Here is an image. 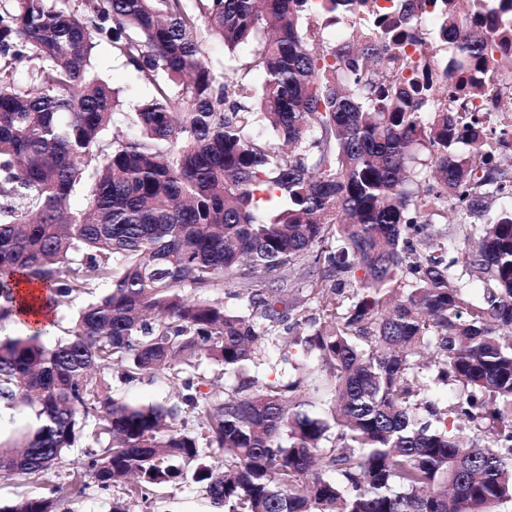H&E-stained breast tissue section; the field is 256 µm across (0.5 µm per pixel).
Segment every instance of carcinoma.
<instances>
[{"label":"carcinoma","mask_w":512,"mask_h":512,"mask_svg":"<svg viewBox=\"0 0 512 512\" xmlns=\"http://www.w3.org/2000/svg\"><path fill=\"white\" fill-rule=\"evenodd\" d=\"M60 2L0 0V326L23 315L22 281L52 311L93 300L52 346L0 338V408L37 420L0 432V482L69 477L0 512H56L92 484L130 512L188 477L219 512L512 503V117L476 104L512 102L488 82L512 71L504 0H430L426 33L418 0ZM321 16L350 36L320 43L302 21ZM212 41L249 48L258 103L206 64ZM101 42L150 89L129 134H108ZM458 72L470 82L448 89ZM272 350L295 381L264 374ZM114 365L180 402L126 401Z\"/></svg>","instance_id":"1"}]
</instances>
